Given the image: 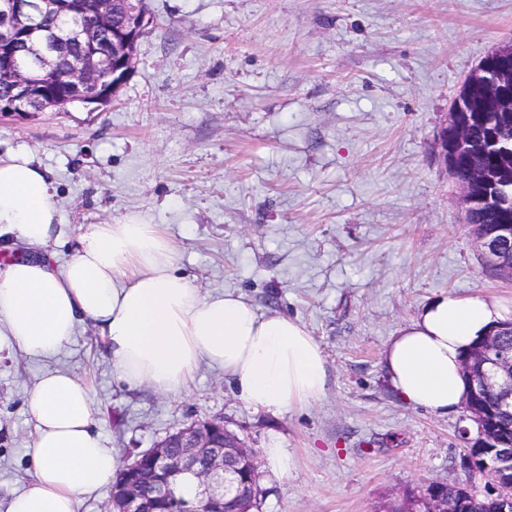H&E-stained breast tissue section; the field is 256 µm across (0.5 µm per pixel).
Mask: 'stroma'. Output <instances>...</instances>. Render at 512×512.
<instances>
[{"mask_svg": "<svg viewBox=\"0 0 512 512\" xmlns=\"http://www.w3.org/2000/svg\"><path fill=\"white\" fill-rule=\"evenodd\" d=\"M151 22L116 99L0 118V156L25 150L52 180L62 264L92 224L135 217L176 245L201 294L230 291L299 321L327 363L318 400L273 415L201 365L187 388H131L80 324L57 356H0V512L31 474L30 395L48 369L90 388L95 427L121 462L196 419L220 418L255 452L262 512H386L429 481L488 485L462 467L463 411L403 403L383 350L430 299L512 310L464 221L441 152L449 105L512 43V0H146ZM265 457L270 471L278 476H286L294 468V460L289 451L284 448H266Z\"/></svg>", "mask_w": 512, "mask_h": 512, "instance_id": "obj_1", "label": "stroma"}]
</instances>
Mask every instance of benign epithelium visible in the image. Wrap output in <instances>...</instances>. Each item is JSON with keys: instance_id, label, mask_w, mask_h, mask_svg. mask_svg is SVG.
I'll return each mask as SVG.
<instances>
[{"instance_id": "7a95c632", "label": "benign epithelium", "mask_w": 512, "mask_h": 512, "mask_svg": "<svg viewBox=\"0 0 512 512\" xmlns=\"http://www.w3.org/2000/svg\"><path fill=\"white\" fill-rule=\"evenodd\" d=\"M125 20L121 27L113 26L114 0H0V58L13 64L14 77L7 98L0 100V116H20L45 111L40 86L43 77L37 71L54 67V56L40 54L28 59L29 40L41 30L47 15L66 17L74 30L84 32L89 27L99 32L82 39L84 50L80 62L65 73V82L75 91L72 102L104 105L126 82L133 69L137 44L146 26L143 0H124ZM512 60V45L482 61L474 75L485 86L504 84L503 75ZM95 85L97 93L83 94V89ZM455 121L440 136L444 161L456 169L458 155L469 148V126L472 112L469 98H455L451 105ZM477 245L484 257L492 262L512 251V225L495 224L479 236ZM470 380V394L464 408L469 419L479 428L482 444L496 445L500 441L497 419L479 412L476 399L485 392L497 397L496 409L512 416V351L502 348L490 337L463 361ZM179 452H173V449ZM146 463L154 471V484H140L136 468ZM127 477L112 488V507L108 512H157L156 504L171 498L172 486L191 476L197 482L195 499L173 501L166 512H226L228 498L255 496L262 477L254 451L229 431L220 419L195 420L166 435L154 446L127 464ZM491 495L498 502L499 512H512V449L501 448L490 474Z\"/></svg>"}]
</instances>
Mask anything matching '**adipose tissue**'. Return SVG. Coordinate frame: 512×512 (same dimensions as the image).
Returning <instances> with one entry per match:
<instances>
[{
    "label": "adipose tissue",
    "instance_id": "adipose-tissue-1",
    "mask_svg": "<svg viewBox=\"0 0 512 512\" xmlns=\"http://www.w3.org/2000/svg\"><path fill=\"white\" fill-rule=\"evenodd\" d=\"M45 170L26 152L0 159V238L30 251L0 268V349L48 358L81 323L102 337L116 375L160 393L184 389L200 364L222 368L249 406L280 413L319 399L325 358L308 330L261 314L243 296L201 295L172 270L175 246L156 224H95L62 265L40 253L62 236ZM512 313L493 299L435 297L391 337L388 381L407 404L445 414L464 404L465 354ZM32 477L5 512H75L82 497L112 483L120 462L94 429L88 386L68 371L43 373L31 394Z\"/></svg>",
    "mask_w": 512,
    "mask_h": 512
}]
</instances>
